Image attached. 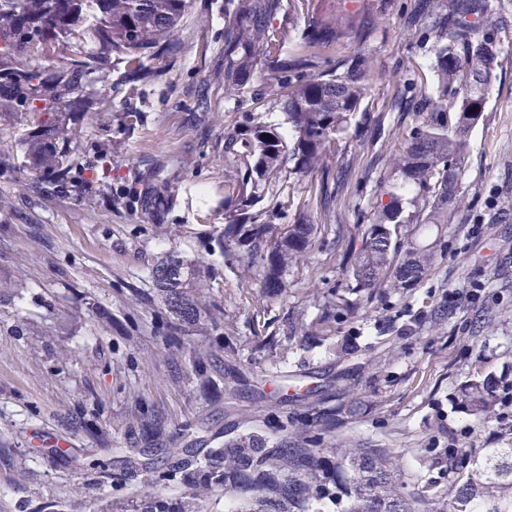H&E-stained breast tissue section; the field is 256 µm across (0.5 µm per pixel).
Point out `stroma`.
Segmentation results:
<instances>
[{"label": "stroma", "mask_w": 512, "mask_h": 512, "mask_svg": "<svg viewBox=\"0 0 512 512\" xmlns=\"http://www.w3.org/2000/svg\"><path fill=\"white\" fill-rule=\"evenodd\" d=\"M224 2L189 0L175 31L179 50L151 82H124L125 64L113 59L97 85L103 107L80 121L67 153L75 171L103 160L91 190L42 198L30 190L33 172L0 173V438L17 450L15 465L0 469V512H128L150 498L177 501L183 512L197 504L225 512L223 486L162 482L143 458L127 468L125 434L142 402L167 414L172 462L184 461V448L212 422L240 430L283 413L301 417L312 405H336L344 392L379 405L363 421H338L322 447L444 448L452 436L470 441L479 427L457 406L458 387L512 365V0H494L509 17L500 35L505 53L468 137L463 207L448 226H400L402 250L431 253V269L408 289L361 300L357 317L339 320L336 338L356 345L342 358L324 346L303 349L296 332L318 319L327 292L344 293L345 255L362 244L385 174L381 158L401 149L414 125L411 113L391 109L396 94L422 78L421 36L404 25L412 0H374L372 37L344 38L319 56L323 70L340 55L367 56L364 104L385 136L331 144L326 161L341 186L330 208L319 207L308 180L279 184L281 223L305 211L319 229L274 299L257 281L234 277L205 246L224 228L225 132L284 119L277 96L255 80L225 100ZM31 224L39 237L29 235ZM188 248L199 263L200 295L220 307L221 331L241 341L224 368L245 373L250 387L227 410L168 381L172 352L152 331L153 313L118 289L124 281L148 287L157 253ZM89 295L117 315H135L140 341L126 343L98 323L85 305ZM438 309L446 316L435 332ZM276 359L285 373L272 372ZM77 407L95 412L109 444L56 431L54 416ZM103 470L112 475L105 484L97 481Z\"/></svg>", "instance_id": "stroma-1"}]
</instances>
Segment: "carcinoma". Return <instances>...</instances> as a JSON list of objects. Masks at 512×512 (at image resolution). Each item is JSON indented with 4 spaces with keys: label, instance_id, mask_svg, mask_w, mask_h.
I'll list each match as a JSON object with an SVG mask.
<instances>
[{
    "label": "carcinoma",
    "instance_id": "obj_1",
    "mask_svg": "<svg viewBox=\"0 0 512 512\" xmlns=\"http://www.w3.org/2000/svg\"><path fill=\"white\" fill-rule=\"evenodd\" d=\"M347 2L304 0L297 50L277 55L268 67L262 57L277 39L265 18L281 9L282 0L224 4V12L235 16L224 24V97L240 96L258 77L260 85L281 93L288 131L260 122L224 135L234 188L224 199V230L214 249L238 279L257 280L270 297L281 293L288 270L308 252L318 230L305 212L291 224L278 223L270 188L285 174L311 177L315 195L325 201L331 182L338 180L324 165L327 145L351 128L362 142L382 137L380 125L361 110L367 95L362 57L344 56L332 69L315 71L317 51L336 46L349 32L360 40L373 34L368 0L356 11ZM187 7L188 0H0V125L19 112L30 113L19 153L35 171L37 191L51 197L72 193L65 141L85 114L96 111L100 74L115 56L125 59V81L152 80L178 50L175 31ZM406 23L421 31L428 77L420 90L405 91L394 101V109L413 112L415 126L402 150L386 160L388 201L371 207L365 241L348 255L347 290L368 298L398 291L430 268L426 253L399 254L398 227L455 219L469 128L483 117L485 90L502 53V13L490 0H414ZM79 29L89 49L62 63H36L43 47L68 44ZM151 278L150 288L128 283L124 290L155 312L154 334L178 352L167 363L171 384L189 380L202 397L231 403L242 393L241 383L224 377L221 360L203 356L194 338L207 337L230 354L238 350L237 339L217 332L214 305L194 291L193 256L179 249L159 253ZM87 305L116 335L129 343L138 339L136 318L117 320L112 308L91 297ZM324 307L349 317L357 303L330 293ZM334 323L329 315L306 328L303 346L327 342L336 356L348 354L349 345L331 337ZM510 387L512 380L503 374L474 378L458 389L463 408L497 427L483 448L317 447L337 420L356 423L376 408L364 396L346 394L336 407L318 404L302 419L284 416L273 436L258 430L230 436L199 461L159 468L158 478L222 485L228 512H512V447H492L512 435V417L498 411V390ZM55 422L67 434L105 439L84 409L59 413ZM126 438L132 448L166 447L167 415L137 406ZM409 454L435 463V470L415 476V492L403 480Z\"/></svg>",
    "mask_w": 512,
    "mask_h": 512
}]
</instances>
